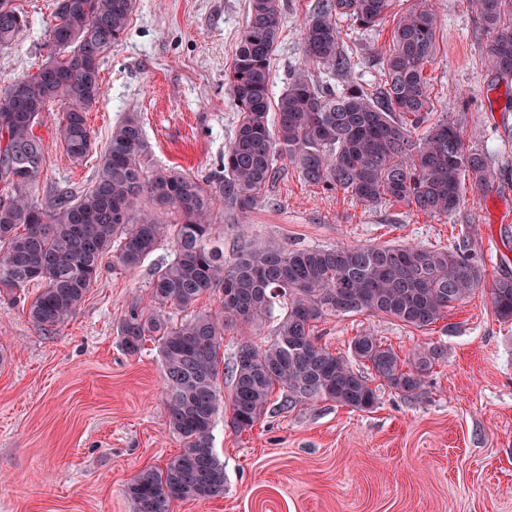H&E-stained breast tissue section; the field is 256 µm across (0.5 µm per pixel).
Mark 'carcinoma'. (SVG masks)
<instances>
[{
  "mask_svg": "<svg viewBox=\"0 0 512 512\" xmlns=\"http://www.w3.org/2000/svg\"><path fill=\"white\" fill-rule=\"evenodd\" d=\"M484 29L494 33L488 64L512 76V0H470ZM393 0H320L304 21L303 58L278 98L270 92L282 0H248L247 20L228 80L237 109L232 140L219 169L198 179L168 168L148 169L138 115L113 128L93 184L74 194L52 183L36 195L47 163L34 128L58 101L67 104L57 130L67 155L84 160L95 142L86 114L101 94L100 61L119 46L134 0H55L47 54L37 71L0 90V300L27 307L29 319L54 331L76 314L107 255L132 271L172 243V260L156 269L149 302L135 298L117 326L122 348L142 351L151 340L165 374L170 431L183 449L165 466L140 471L126 487L135 512H170L177 500L224 494V464L213 444L224 404L218 386L227 328L240 333L229 370L228 425L253 428L274 390L290 406L331 401L366 411L377 388L358 363L395 393L419 395L441 346L400 356L378 336L354 337L349 355L330 352L315 335L328 316L379 315L416 330L448 317V309L484 284L485 268L470 255V239L451 248L355 245L242 250L224 257L212 224L217 205L243 217L261 203L283 159L312 185L341 190L365 203H403L428 215L449 214L466 193L480 198L500 172L463 132L430 109L423 71L436 51L437 19L427 0L397 22L381 57L385 80L370 92L334 83L347 70L336 18L377 29ZM27 18L15 0H0V51L14 48ZM176 220L165 224L159 213ZM34 282V297L26 288ZM496 317L512 321V275L489 288ZM219 293L213 311L174 321L172 311L193 308ZM280 309L273 337L254 342L252 329Z\"/></svg>",
  "mask_w": 512,
  "mask_h": 512,
  "instance_id": "1",
  "label": "carcinoma"
}]
</instances>
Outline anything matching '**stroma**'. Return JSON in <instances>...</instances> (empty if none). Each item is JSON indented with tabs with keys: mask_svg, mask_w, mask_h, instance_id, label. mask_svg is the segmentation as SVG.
Listing matches in <instances>:
<instances>
[{
	"mask_svg": "<svg viewBox=\"0 0 512 512\" xmlns=\"http://www.w3.org/2000/svg\"><path fill=\"white\" fill-rule=\"evenodd\" d=\"M53 2L17 0L28 25L14 49L0 52V88L44 60ZM287 3L272 61L276 95L302 54V27L316 0ZM415 3L396 0L372 32L338 20L355 83L378 86V56ZM429 3L438 19L436 54L425 69L431 108L500 170L485 197L424 216L401 203L369 205L325 192L285 162L246 217L215 212L225 257L269 243L445 248L472 225L473 253L487 279L512 273V110L504 108L505 85L487 67L491 36L470 0ZM246 16V0H136L123 41L100 64L103 94L88 112L98 147L135 112L151 167L199 178L217 169L236 121L225 77ZM64 109L57 102L35 129L47 153L41 180L80 193L96 166L66 155L55 118ZM172 254L162 243L131 272L104 260L75 317L52 332L0 302V512H135L127 484L180 454L156 348L149 342L128 354L116 334L131 301L146 297L154 269ZM316 331L334 353H347L351 339L369 331L403 355L440 345L445 359L421 395L405 398L383 386L368 411L331 401L288 408L276 393L260 422L241 434L220 411L213 438L224 493L174 502L171 512H512V322L495 316L489 291H476L428 330L358 314L327 317Z\"/></svg>",
	"mask_w": 512,
	"mask_h": 512,
	"instance_id": "35a3bbf8",
	"label": "stroma"
}]
</instances>
